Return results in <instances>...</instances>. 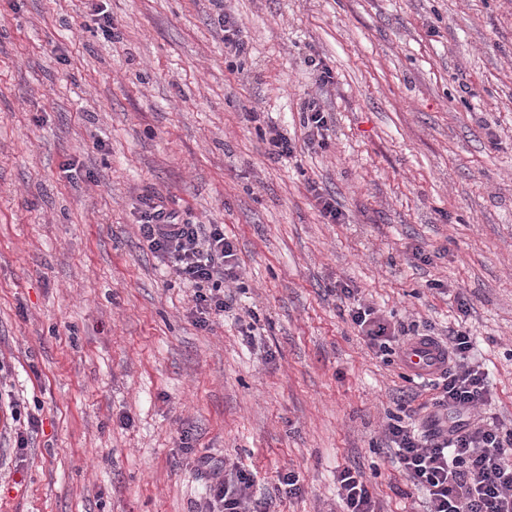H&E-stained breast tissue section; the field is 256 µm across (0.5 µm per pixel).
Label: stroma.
<instances>
[{"mask_svg":"<svg viewBox=\"0 0 512 512\" xmlns=\"http://www.w3.org/2000/svg\"><path fill=\"white\" fill-rule=\"evenodd\" d=\"M226 7L239 56L213 0H0V360L40 420L20 453L0 409V512H195L204 453L281 512H339L346 465L385 512H423L384 438L404 369L350 324L341 283L466 329L486 411L512 426V0ZM313 97L324 148L303 145ZM272 126L292 157L270 159ZM147 195L235 242L223 320L197 325L192 285L140 247ZM222 23L224 26V49H227L230 54L239 55L246 47V41L242 34L243 27L235 17L226 11L225 5Z\"/></svg>","mask_w":512,"mask_h":512,"instance_id":"stroma-1","label":"stroma"}]
</instances>
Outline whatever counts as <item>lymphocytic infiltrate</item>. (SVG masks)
<instances>
[{"label":"lymphocytic infiltrate","mask_w":512,"mask_h":512,"mask_svg":"<svg viewBox=\"0 0 512 512\" xmlns=\"http://www.w3.org/2000/svg\"><path fill=\"white\" fill-rule=\"evenodd\" d=\"M138 230L149 251L168 259L172 274L193 283L197 325L208 327L231 308L239 265L223 225L200 224L151 202L144 206ZM339 293L347 302L349 321L375 353L396 356L418 339L413 326L391 322L361 301L357 289L343 287ZM439 344L447 365L428 381L430 406L437 414L430 431L416 425L419 410L411 392L398 402L384 435L408 481L423 492L424 512H512V429L482 415L491 394L484 370L466 361L473 348L470 334L453 330ZM450 409L457 419L448 426L438 414ZM198 465L207 469L209 481L198 512H277L276 498L259 493L254 474L238 463L213 468L203 458ZM336 481L341 512H382L358 468L343 467Z\"/></svg>","instance_id":"1"}]
</instances>
